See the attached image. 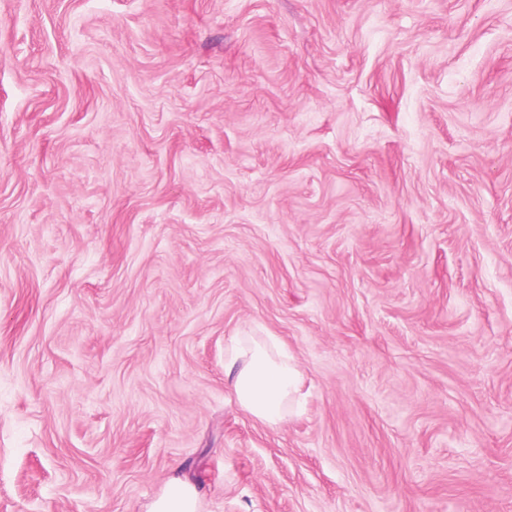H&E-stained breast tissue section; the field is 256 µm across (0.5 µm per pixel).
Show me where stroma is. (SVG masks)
I'll return each mask as SVG.
<instances>
[{"mask_svg":"<svg viewBox=\"0 0 512 512\" xmlns=\"http://www.w3.org/2000/svg\"><path fill=\"white\" fill-rule=\"evenodd\" d=\"M274 336L304 411L224 387ZM512 512V0H0V512ZM224 353V382L240 409L268 426L300 410L301 374L276 337L234 336ZM145 512H203V496L185 475H171Z\"/></svg>","mask_w":512,"mask_h":512,"instance_id":"35a3bbf8","label":"stroma"}]
</instances>
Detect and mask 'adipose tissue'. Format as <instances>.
<instances>
[{
  "mask_svg": "<svg viewBox=\"0 0 512 512\" xmlns=\"http://www.w3.org/2000/svg\"><path fill=\"white\" fill-rule=\"evenodd\" d=\"M224 353V382L240 409L268 426L279 425L299 411L301 374L276 337L236 336ZM145 512H203V496L197 484L177 473L167 479Z\"/></svg>",
  "mask_w": 512,
  "mask_h": 512,
  "instance_id": "1",
  "label": "adipose tissue"
}]
</instances>
